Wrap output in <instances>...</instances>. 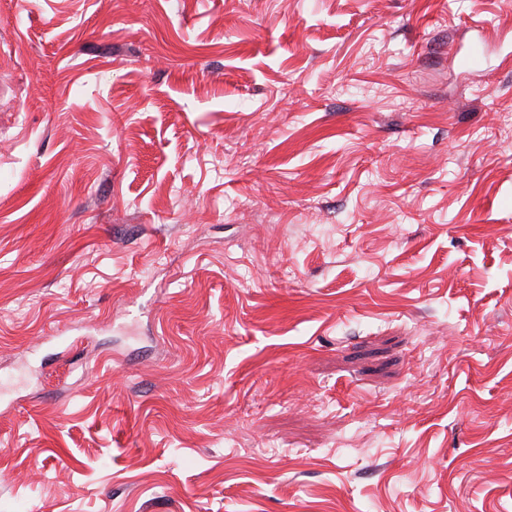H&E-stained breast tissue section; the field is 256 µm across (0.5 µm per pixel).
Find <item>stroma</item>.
<instances>
[{"instance_id": "35a3bbf8", "label": "stroma", "mask_w": 512, "mask_h": 512, "mask_svg": "<svg viewBox=\"0 0 512 512\" xmlns=\"http://www.w3.org/2000/svg\"><path fill=\"white\" fill-rule=\"evenodd\" d=\"M509 55L512 0H0V512H512Z\"/></svg>"}]
</instances>
